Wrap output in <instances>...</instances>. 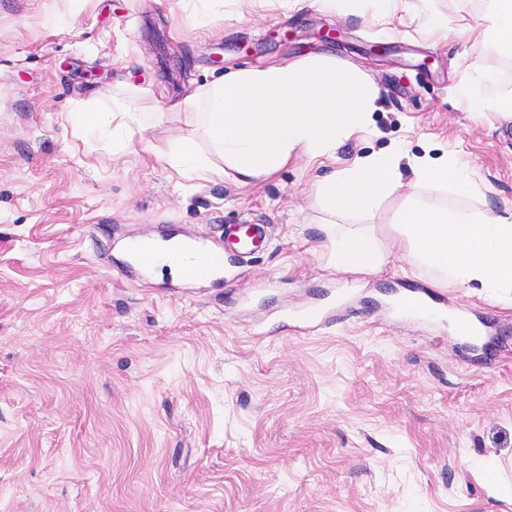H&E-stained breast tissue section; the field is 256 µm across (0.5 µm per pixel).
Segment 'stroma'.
<instances>
[{"mask_svg": "<svg viewBox=\"0 0 512 512\" xmlns=\"http://www.w3.org/2000/svg\"><path fill=\"white\" fill-rule=\"evenodd\" d=\"M486 0H430L441 40L326 12L321 0H0V512H512V306L437 288L387 245L375 273L329 264L313 185L401 143L450 149L512 211V119L455 94L494 59ZM336 37H326L327 29ZM327 55L380 90L335 160H289L243 185L184 179L157 152L195 135L174 111L224 73ZM129 102L153 118L130 149L80 123ZM266 224L223 279L140 276L122 241ZM417 286L448 319L396 312ZM334 304L314 328L292 312ZM484 329L475 344L453 315Z\"/></svg>", "mask_w": 512, "mask_h": 512, "instance_id": "1", "label": "stroma"}]
</instances>
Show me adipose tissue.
I'll return each instance as SVG.
<instances>
[{"label":"adipose tissue","mask_w":512,"mask_h":512,"mask_svg":"<svg viewBox=\"0 0 512 512\" xmlns=\"http://www.w3.org/2000/svg\"><path fill=\"white\" fill-rule=\"evenodd\" d=\"M323 2L339 16L387 24L401 13L416 15L424 17L427 33L444 31L419 0ZM481 36L494 54L512 56V0H488ZM378 97L373 83L329 56L233 71L195 86L179 102L180 110L194 113L199 137L158 152L157 158L190 180L221 175L226 166L241 182L259 180L298 156H335L340 143L368 129ZM201 139L223 167L199 152ZM405 164L414 181L392 231L411 262L430 272L435 287L476 288L487 298L512 302V213L455 208L418 194L429 188L481 195V185L449 151L409 159L395 146L318 179L315 201L329 216L321 226L329 262L351 272H372L384 264V248L367 218L394 197Z\"/></svg>","instance_id":"ef3b65f1"}]
</instances>
